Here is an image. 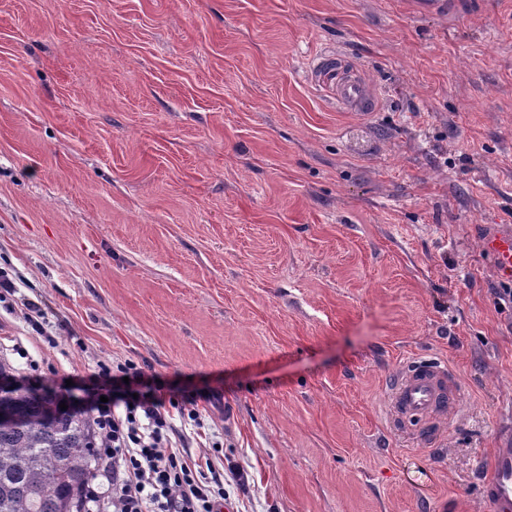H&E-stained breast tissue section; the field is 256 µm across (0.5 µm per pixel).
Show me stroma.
Here are the masks:
<instances>
[{
	"instance_id": "35a3bbf8",
	"label": "stroma",
	"mask_w": 512,
	"mask_h": 512,
	"mask_svg": "<svg viewBox=\"0 0 512 512\" xmlns=\"http://www.w3.org/2000/svg\"><path fill=\"white\" fill-rule=\"evenodd\" d=\"M503 226L512 0H0V359L157 376L202 422L173 409V445L247 474L235 512H491ZM420 355L462 391L430 446L387 411ZM337 59L334 54H325L318 58L312 66L311 75L319 82L327 85L336 98L337 95L344 107L368 115L376 107V95L370 87L361 79L338 80ZM481 246L494 258L495 275L512 280V229L484 238Z\"/></svg>"
}]
</instances>
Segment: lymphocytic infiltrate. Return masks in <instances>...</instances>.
Wrapping results in <instances>:
<instances>
[{
    "label": "lymphocytic infiltrate",
    "mask_w": 512,
    "mask_h": 512,
    "mask_svg": "<svg viewBox=\"0 0 512 512\" xmlns=\"http://www.w3.org/2000/svg\"><path fill=\"white\" fill-rule=\"evenodd\" d=\"M62 397L86 406L101 436L99 473L85 501L107 496L111 512H222L224 480L213 474L209 452L174 448L164 388L135 363H99Z\"/></svg>",
    "instance_id": "f902f5d3"
}]
</instances>
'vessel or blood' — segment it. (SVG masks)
I'll use <instances>...</instances> for the list:
<instances>
[{
  "label": "vessel or blood",
  "mask_w": 512,
  "mask_h": 512,
  "mask_svg": "<svg viewBox=\"0 0 512 512\" xmlns=\"http://www.w3.org/2000/svg\"><path fill=\"white\" fill-rule=\"evenodd\" d=\"M311 75L328 87L336 88L340 102L347 109L363 115L375 109L376 96L363 80L340 78L335 55L318 58ZM481 246L494 258L495 275L512 280V230L484 238ZM390 404L395 419L413 428L416 438L426 443L433 439L430 424L458 406L459 389L445 363L417 358L407 362L393 378ZM480 495L491 512H512V448L493 450L491 474L481 485Z\"/></svg>",
  "instance_id": "b4317fda"
}]
</instances>
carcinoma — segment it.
<instances>
[{
	"label": "carcinoma",
	"instance_id": "obj_1",
	"mask_svg": "<svg viewBox=\"0 0 512 512\" xmlns=\"http://www.w3.org/2000/svg\"><path fill=\"white\" fill-rule=\"evenodd\" d=\"M50 391L0 389V512H87L99 438L89 414Z\"/></svg>",
	"mask_w": 512,
	"mask_h": 512
}]
</instances>
